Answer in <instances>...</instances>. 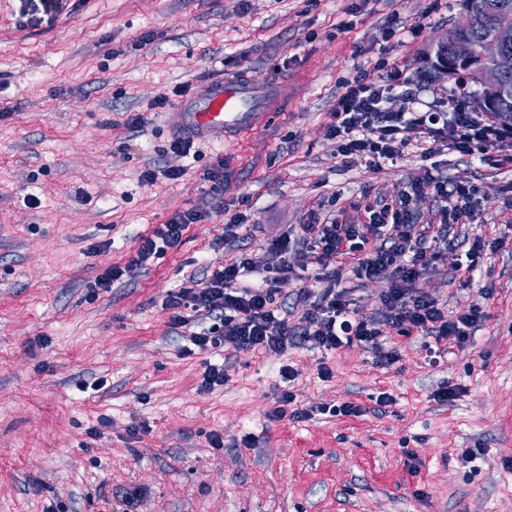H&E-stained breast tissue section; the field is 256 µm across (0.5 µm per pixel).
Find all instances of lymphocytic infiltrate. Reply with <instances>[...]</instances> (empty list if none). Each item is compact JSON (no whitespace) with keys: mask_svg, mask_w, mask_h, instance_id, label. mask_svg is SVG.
<instances>
[{"mask_svg":"<svg viewBox=\"0 0 512 512\" xmlns=\"http://www.w3.org/2000/svg\"><path fill=\"white\" fill-rule=\"evenodd\" d=\"M396 87L391 78L370 81L359 75L346 81L336 104L335 122L329 128L345 167L363 164L377 169L397 162L412 145L425 155L445 149L483 162L488 161L491 150L512 146V119L501 122L486 113L468 111L453 95L444 112L389 111L387 104ZM434 189L444 203L437 232L412 221L410 203L422 191L418 183L398 205L366 207V221L341 222L335 214H325L300 225L296 236L267 241L261 256L246 254L238 261L208 267L203 280L170 294L164 308L171 328L187 326L194 313L203 310L214 322L189 338L202 351L228 347L282 353L306 342L332 351L360 343L371 346L380 366L399 359L397 350L385 348L381 341L392 330L401 334L417 331L438 344L450 340L463 344L470 329L481 321V311L474 308L449 318L438 299L420 291L416 283L438 262L470 275L482 252L497 251L502 243L494 238L476 239L469 249H462L454 228L469 214L473 188L461 180L445 179L436 181ZM207 217L201 208L172 213L153 235L141 237L135 255L127 262L105 268L97 287L109 290L154 256L180 247L189 225ZM401 253L406 255V263L394 265V256ZM309 266L317 267L331 286L317 297L309 289H299L302 314L292 322L278 315L274 286L295 268ZM252 273L261 275L260 284H242V277ZM349 273L358 279L388 277L389 286L376 312L366 315L355 308L352 290L343 284ZM295 400L293 391L281 390L269 419L303 421L316 413L356 417L365 412L364 407L350 402L322 405L313 412L296 408Z\"/></svg>","mask_w":512,"mask_h":512,"instance_id":"lymphocytic-infiltrate-1","label":"lymphocytic infiltrate"}]
</instances>
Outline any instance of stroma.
I'll return each instance as SVG.
<instances>
[{
  "label": "stroma",
  "instance_id": "35a3bbf8",
  "mask_svg": "<svg viewBox=\"0 0 512 512\" xmlns=\"http://www.w3.org/2000/svg\"><path fill=\"white\" fill-rule=\"evenodd\" d=\"M462 19L459 0H0V512H512V186L445 150L348 168L328 135L359 74L392 71L415 88L390 111L442 110L454 82L423 58ZM239 71L283 79V111L235 143L173 154L155 100ZM136 113L145 122L132 130ZM219 155L216 190L202 173ZM171 167L184 176L162 178ZM148 168L160 173L151 186ZM432 177L475 187L460 235L504 240L471 284L440 263L418 281L449 317L485 316L439 363L414 333L386 337L400 359L385 368L361 346L187 354L213 319L174 329L163 304L207 266L327 210L354 219L417 182L414 222L439 223ZM244 195L255 223L225 239ZM198 206L210 216L180 248L96 289L140 236ZM94 244L103 252L87 256ZM210 364L228 379L203 393ZM285 365L299 371L289 384ZM450 383L457 399L435 401ZM287 385L298 407L367 412L268 420ZM381 391L394 402L375 414ZM468 448L475 462L462 460Z\"/></svg>",
  "mask_w": 512,
  "mask_h": 512
}]
</instances>
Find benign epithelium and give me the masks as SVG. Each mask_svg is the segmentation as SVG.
<instances>
[{
	"mask_svg": "<svg viewBox=\"0 0 512 512\" xmlns=\"http://www.w3.org/2000/svg\"><path fill=\"white\" fill-rule=\"evenodd\" d=\"M471 18V11H466L465 21L451 35L438 39L432 46V61L438 62L436 72L446 77L453 72L454 66L464 64L475 71L488 106L511 104L512 86L507 79L512 76V28L497 29L476 52L466 35Z\"/></svg>",
	"mask_w": 512,
	"mask_h": 512,
	"instance_id": "benign-epithelium-1",
	"label": "benign epithelium"
}]
</instances>
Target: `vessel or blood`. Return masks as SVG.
<instances>
[{
  "instance_id": "1",
  "label": "vessel or blood",
  "mask_w": 512,
  "mask_h": 512,
  "mask_svg": "<svg viewBox=\"0 0 512 512\" xmlns=\"http://www.w3.org/2000/svg\"><path fill=\"white\" fill-rule=\"evenodd\" d=\"M285 86L244 75L199 83L165 115L171 132L196 142L226 143L265 125L285 101Z\"/></svg>"
}]
</instances>
